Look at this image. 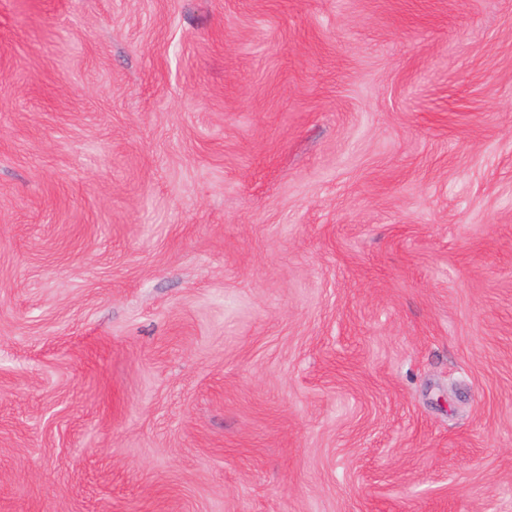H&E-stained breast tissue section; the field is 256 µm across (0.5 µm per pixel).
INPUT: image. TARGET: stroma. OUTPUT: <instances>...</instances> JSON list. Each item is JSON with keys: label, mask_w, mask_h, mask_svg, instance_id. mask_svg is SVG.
Returning a JSON list of instances; mask_svg holds the SVG:
<instances>
[{"label": "stroma", "mask_w": 512, "mask_h": 512, "mask_svg": "<svg viewBox=\"0 0 512 512\" xmlns=\"http://www.w3.org/2000/svg\"><path fill=\"white\" fill-rule=\"evenodd\" d=\"M0 512H512V0H0Z\"/></svg>", "instance_id": "1"}]
</instances>
